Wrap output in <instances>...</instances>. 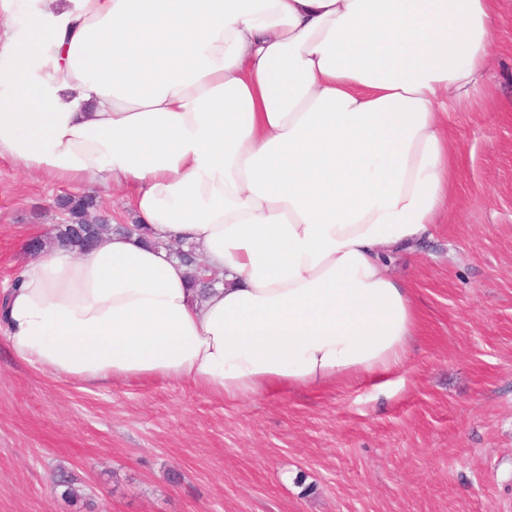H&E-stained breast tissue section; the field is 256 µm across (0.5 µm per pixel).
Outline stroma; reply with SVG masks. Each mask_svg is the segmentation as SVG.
I'll return each instance as SVG.
<instances>
[{
  "instance_id": "stroma-1",
  "label": "stroma",
  "mask_w": 512,
  "mask_h": 512,
  "mask_svg": "<svg viewBox=\"0 0 512 512\" xmlns=\"http://www.w3.org/2000/svg\"><path fill=\"white\" fill-rule=\"evenodd\" d=\"M500 8L486 89L448 120V210L391 265L419 313L406 365L230 400L59 379L0 331V512H512V0ZM68 191L0 159V294Z\"/></svg>"
}]
</instances>
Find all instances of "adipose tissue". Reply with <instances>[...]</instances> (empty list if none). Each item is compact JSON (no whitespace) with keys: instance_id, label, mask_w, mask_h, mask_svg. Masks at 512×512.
Masks as SVG:
<instances>
[{"instance_id":"adipose-tissue-1","label":"adipose tissue","mask_w":512,"mask_h":512,"mask_svg":"<svg viewBox=\"0 0 512 512\" xmlns=\"http://www.w3.org/2000/svg\"><path fill=\"white\" fill-rule=\"evenodd\" d=\"M0 0V157L125 188L149 241L40 252L0 310L10 354L86 385L231 399L402 367L388 272L430 237L499 0ZM194 246L202 294L166 246Z\"/></svg>"}]
</instances>
